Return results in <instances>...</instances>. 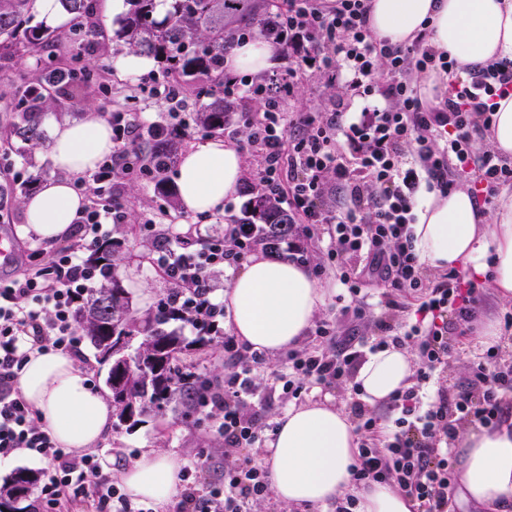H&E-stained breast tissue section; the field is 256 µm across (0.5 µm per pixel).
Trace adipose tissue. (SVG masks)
<instances>
[{
    "label": "adipose tissue",
    "instance_id": "adipose-tissue-1",
    "mask_svg": "<svg viewBox=\"0 0 512 512\" xmlns=\"http://www.w3.org/2000/svg\"><path fill=\"white\" fill-rule=\"evenodd\" d=\"M371 30L393 45H411L422 31L429 44L454 60V74L465 77L488 63L512 61V0H368ZM274 46L245 42L229 49L227 71L264 72L273 63ZM450 73V74H453ZM450 74L430 71L415 77L420 98L438 104ZM51 158L62 175L43 183L22 205L25 231L40 239L68 237L83 197L70 178L95 169L112 151V132L99 118L57 126ZM243 158L234 143L210 139L181 157L177 174L180 203L194 214L223 211L238 196ZM414 249L420 261L445 270L470 265L490 274L488 286L501 303L512 302V191L498 197L490 215H482L464 189L448 194L420 188L414 207ZM235 336L270 355L295 346L327 304L325 289L307 267L283 257L256 256L245 263L223 297ZM414 359L403 348L369 355L356 380L370 405L388 401L406 387ZM19 387L38 424L61 447L81 451L95 446L109 429L112 407L88 383L73 359L61 351L30 354L19 373ZM358 436L348 416L333 405L309 403L289 408L279 420L265 460L272 490L288 508H321L355 492L357 512H413L409 497L391 485L354 488ZM455 469L463 499L497 512L512 503V412L490 427L459 433ZM121 480L136 501L166 504L178 491V466L161 450L143 452Z\"/></svg>",
    "mask_w": 512,
    "mask_h": 512
}]
</instances>
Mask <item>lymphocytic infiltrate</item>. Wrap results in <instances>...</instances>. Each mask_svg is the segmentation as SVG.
Instances as JSON below:
<instances>
[{
  "mask_svg": "<svg viewBox=\"0 0 512 512\" xmlns=\"http://www.w3.org/2000/svg\"><path fill=\"white\" fill-rule=\"evenodd\" d=\"M268 22L287 23L288 42L304 62L342 80L368 102L356 116L337 103L326 112L306 113L292 135L282 108L291 75L250 88L263 103V117L252 120L245 110L240 120L248 145L261 155L259 179L267 193L285 195L300 218L288 235L289 257L305 260L302 241L327 235L329 245L312 272L339 271L347 291L340 311L357 323L375 305L397 310L399 292L428 290L411 325L395 328L381 319L376 334L340 337L329 322L316 323L315 336L334 344L335 354L293 353L286 369L272 373L271 386L294 398L316 386L340 387L353 381L366 352L413 346L418 367L410 385L389 399L395 419L385 445L375 442L377 417L362 403L353 407L357 429L366 436L353 479L391 484L415 502L417 512H448V488L455 479L448 446L458 425L489 426L499 420L512 399V364H493L480 354L470 363L466 387L430 390L436 372L453 354L452 330L472 327L481 284L454 270L447 280L424 286L411 241L412 210L425 176L441 192L465 187L487 205L500 186L512 183V161L480 148L476 138L491 128L497 99L512 93V65L495 62L454 80L443 106L428 109L408 72L449 73L453 60L435 53L425 33L405 49L379 39L368 26L366 0H284ZM109 123L111 159L76 181L86 199L76 221L77 243L36 247L24 259L25 273L0 276V461L21 451L42 461L35 512H57L67 495L92 496L97 512H151L133 505L108 480L88 487V474L102 468V453L77 455L61 448L35 424L18 387L30 353L81 350L76 313L96 278L86 254L109 237L113 225L125 221L115 186L128 177L152 175L136 142L157 144L186 130L181 123L150 122L140 113L120 110L111 113ZM342 140L350 154L340 151ZM337 191L344 193V202H333ZM259 234L258 226L249 224L226 225L220 236L167 232L155 262L174 286L167 306L185 313L191 331L205 326L217 332L224 305L211 297L210 273L246 261ZM224 353L233 367L223 391L196 394L192 406L206 409L211 428L244 455L225 468L223 488L201 496L188 486L179 512H251L269 494L267 470L246 454L261 447L262 429L245 414L257 406L254 377L266 359L231 336L224 339Z\"/></svg>",
  "mask_w": 512,
  "mask_h": 512,
  "instance_id": "1",
  "label": "lymphocytic infiltrate"
}]
</instances>
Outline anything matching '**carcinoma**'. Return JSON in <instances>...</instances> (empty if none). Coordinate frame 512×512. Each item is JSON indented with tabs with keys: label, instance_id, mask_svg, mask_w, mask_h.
Masks as SVG:
<instances>
[{
	"label": "carcinoma",
	"instance_id": "1",
	"mask_svg": "<svg viewBox=\"0 0 512 512\" xmlns=\"http://www.w3.org/2000/svg\"><path fill=\"white\" fill-rule=\"evenodd\" d=\"M37 0H0V60L30 51H46L56 46L59 35L44 22L35 21ZM97 0H58L70 16V33L76 36L75 47L81 42L99 36L103 22L96 16ZM163 17H157L156 0H126L129 9L115 32L118 41L129 51L149 55L160 63L163 76L177 75L191 80L210 82L209 101L200 108V123L208 130H222L226 124L231 103L226 100L233 93L224 78V45L233 33L266 36L265 21L258 28L241 25L243 19L270 13L271 0H166ZM74 82L70 100L79 104L84 88L93 79L85 66H67ZM50 101L38 105L24 104L16 113L15 134L27 144L43 138L41 117ZM178 151L177 138L153 146L150 155L157 174H163ZM21 203L12 185H0V213L13 204ZM242 224L263 225L262 240L267 248H274L288 235L293 215L283 201L262 193L256 196L245 211ZM120 242L110 238L101 242L91 255L94 264L102 267L100 286L90 289L86 303L77 311L76 323L80 335L96 351L99 363H105L108 340L116 330H133L142 334L134 352L128 354L130 373L123 390L127 399H113L112 415L118 425L127 423L126 401L143 408L150 404L162 409L175 396H188L196 391L200 377L182 372L175 364L176 354L186 347L185 337L168 329L172 321L183 315L163 303L156 304L152 313L138 326L129 315V297H114V291L123 289L116 272L115 259L120 256ZM39 483V473L29 468H17L0 486V512H20L17 504L32 499Z\"/></svg>",
	"mask_w": 512,
	"mask_h": 512
}]
</instances>
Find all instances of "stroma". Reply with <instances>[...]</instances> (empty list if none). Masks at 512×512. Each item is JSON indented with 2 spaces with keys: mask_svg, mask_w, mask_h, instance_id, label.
I'll return each mask as SVG.
<instances>
[{
  "mask_svg": "<svg viewBox=\"0 0 512 512\" xmlns=\"http://www.w3.org/2000/svg\"><path fill=\"white\" fill-rule=\"evenodd\" d=\"M118 58L115 42L105 40L94 45L85 54V59L94 69V81L89 87L82 105L70 103L65 94H56L55 109L42 117L44 138L36 148L34 158L41 170V180L59 177L50 157V135L56 124L83 119L93 114L107 118L109 112L124 110L139 112L147 120H164L167 104L161 97L138 91V84L145 76H158L160 67L151 64L148 70L128 73L116 68ZM47 62L44 52L33 51L14 57L0 70V80L12 85L17 92H24L27 86L39 82ZM295 67L297 75L293 92L284 100V110L294 118L304 112H324L336 100H344L347 111H362L365 101L358 97L346 96L341 85L328 82L317 68L295 62L287 49H279L275 58V69ZM261 111L260 102L247 98H237L234 110L230 112L223 133L224 140L236 142L245 159V176L236 201L225 204L223 213L200 217L182 209L178 196L171 190L176 186L174 170L165 173L168 189L159 191L155 181H129L120 187L121 198L128 208L126 223L114 225L112 235L123 243L120 275L123 284L129 285L131 310L137 319H144L149 310L170 292L171 284L166 276L144 263L143 254L152 250L153 236L147 231L148 220L186 227L201 224L213 230L214 234L224 232L227 221L240 219L249 202L260 191L258 177L259 154L250 148L244 133L239 132L241 110ZM229 326H222L219 334L212 336L207 346L187 347L181 355L183 365L206 379L211 386H219L224 381L225 372L232 364L224 355V338L230 335ZM102 448L110 449L111 454L100 474L90 475L89 483L106 479L112 484H120V473L147 448H161L171 453L178 465H185L187 459L199 457V471L196 487L201 493H208L224 483V469L233 464L235 455L225 452L223 436L215 433L204 412L193 411L186 400L177 398L163 409L145 407L136 414L134 422L111 429L101 442Z\"/></svg>",
  "mask_w": 512,
  "mask_h": 512,
  "instance_id": "stroma-1",
  "label": "stroma"
}]
</instances>
